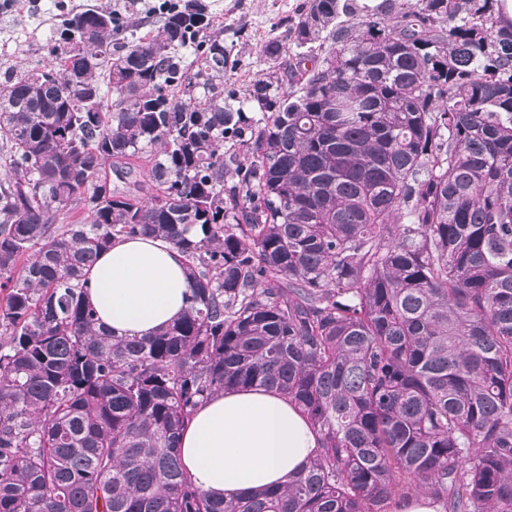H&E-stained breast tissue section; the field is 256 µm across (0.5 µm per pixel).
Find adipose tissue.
I'll return each instance as SVG.
<instances>
[{
	"instance_id": "ef3b65f1",
	"label": "adipose tissue",
	"mask_w": 512,
	"mask_h": 512,
	"mask_svg": "<svg viewBox=\"0 0 512 512\" xmlns=\"http://www.w3.org/2000/svg\"><path fill=\"white\" fill-rule=\"evenodd\" d=\"M87 279L98 323L115 336L153 335L180 319L189 304L184 259L160 238L116 239ZM180 447L194 484L229 501L282 485L315 456L317 437L287 397L237 389L198 407L180 436Z\"/></svg>"
}]
</instances>
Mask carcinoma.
<instances>
[{
    "label": "carcinoma",
    "mask_w": 512,
    "mask_h": 512,
    "mask_svg": "<svg viewBox=\"0 0 512 512\" xmlns=\"http://www.w3.org/2000/svg\"><path fill=\"white\" fill-rule=\"evenodd\" d=\"M497 2L308 0L227 95L199 0L121 42L112 8L70 10L48 62L3 73L0 512H391L420 495L512 512ZM143 155L145 201L107 173ZM133 236L171 243L193 291L180 321L118 338L85 269ZM241 388L287 396L318 450L277 489L217 500L178 436Z\"/></svg>",
    "instance_id": "1"
}]
</instances>
